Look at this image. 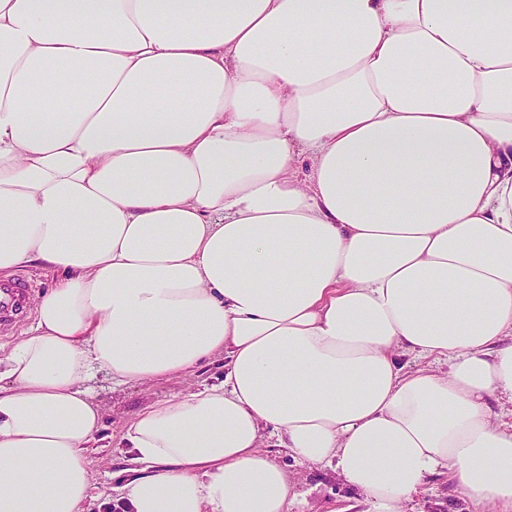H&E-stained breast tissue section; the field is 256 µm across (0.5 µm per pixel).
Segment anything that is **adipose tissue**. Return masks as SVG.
I'll return each instance as SVG.
<instances>
[{
    "label": "adipose tissue",
    "instance_id": "adipose-tissue-1",
    "mask_svg": "<svg viewBox=\"0 0 512 512\" xmlns=\"http://www.w3.org/2000/svg\"><path fill=\"white\" fill-rule=\"evenodd\" d=\"M33 262L0 512H82L95 373L213 361L128 421V512H286L266 430L372 512L441 470L512 512V0H0V271Z\"/></svg>",
    "mask_w": 512,
    "mask_h": 512
}]
</instances>
